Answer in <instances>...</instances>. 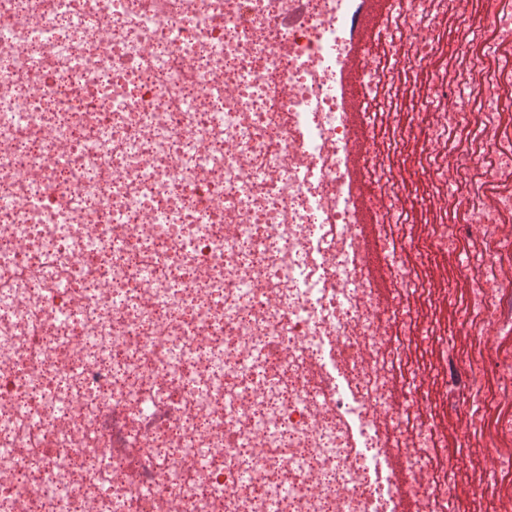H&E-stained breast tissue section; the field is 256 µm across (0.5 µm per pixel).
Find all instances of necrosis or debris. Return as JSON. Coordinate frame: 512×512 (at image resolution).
Returning <instances> with one entry per match:
<instances>
[{"mask_svg": "<svg viewBox=\"0 0 512 512\" xmlns=\"http://www.w3.org/2000/svg\"><path fill=\"white\" fill-rule=\"evenodd\" d=\"M466 6L365 35L356 149L357 0H0V512L512 491V0ZM362 193H357L355 203L357 205V220L361 226V236L367 253L369 273L372 283L382 280V263L373 250V225L370 224V218L361 205Z\"/></svg>", "mask_w": 512, "mask_h": 512, "instance_id": "1", "label": "necrosis or debris"}]
</instances>
